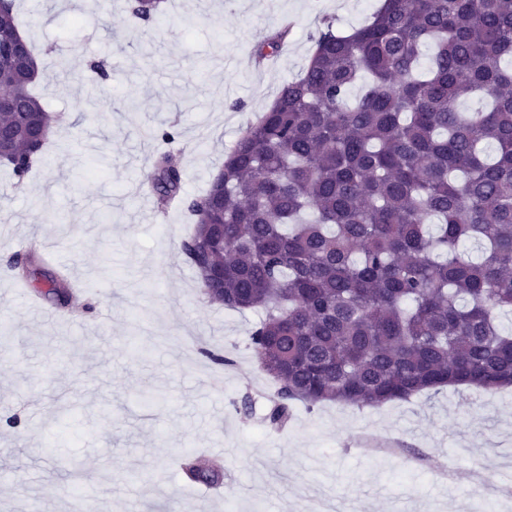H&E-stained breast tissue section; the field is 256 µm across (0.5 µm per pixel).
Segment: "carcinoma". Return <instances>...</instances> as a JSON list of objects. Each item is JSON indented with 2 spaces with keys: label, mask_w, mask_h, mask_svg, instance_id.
Segmentation results:
<instances>
[{
  "label": "carcinoma",
  "mask_w": 512,
  "mask_h": 512,
  "mask_svg": "<svg viewBox=\"0 0 512 512\" xmlns=\"http://www.w3.org/2000/svg\"><path fill=\"white\" fill-rule=\"evenodd\" d=\"M149 12L131 14L148 23ZM284 24L263 39L280 47ZM18 33L0 14V38ZM433 44L422 66L421 48ZM512 0H380L350 32L325 19L300 75L246 127L206 194L187 201L194 224L183 253L229 310H263L250 343L278 384L273 427L300 402L380 406L447 387L512 388ZM0 60V87L19 111L21 184L35 161L26 124L54 132L55 117ZM354 103L348 97L354 87ZM479 97L487 109L464 111ZM160 208L182 200L168 150L145 175ZM45 297L69 299L47 280ZM191 483L224 471L188 457Z\"/></svg>",
  "instance_id": "cac0c4a2"
}]
</instances>
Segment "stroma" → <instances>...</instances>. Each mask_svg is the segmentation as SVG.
Here are the masks:
<instances>
[{"instance_id": "1", "label": "stroma", "mask_w": 512, "mask_h": 512, "mask_svg": "<svg viewBox=\"0 0 512 512\" xmlns=\"http://www.w3.org/2000/svg\"><path fill=\"white\" fill-rule=\"evenodd\" d=\"M367 0H165L147 24L129 0H15L39 55L33 88L63 122L23 183L0 167V512H485L469 472L484 460L512 505V390L447 388L357 408L266 416L276 383L249 336L260 310L211 304L181 251L184 205L159 211L144 182L149 131L171 147L187 200L202 196L239 133L296 78L324 18L364 25ZM291 22L282 49L259 42ZM107 78L85 79L89 61ZM68 281L67 306L8 267ZM232 363L223 367L213 357ZM224 468L223 495L185 481V455ZM77 458L78 476L61 470Z\"/></svg>"}]
</instances>
